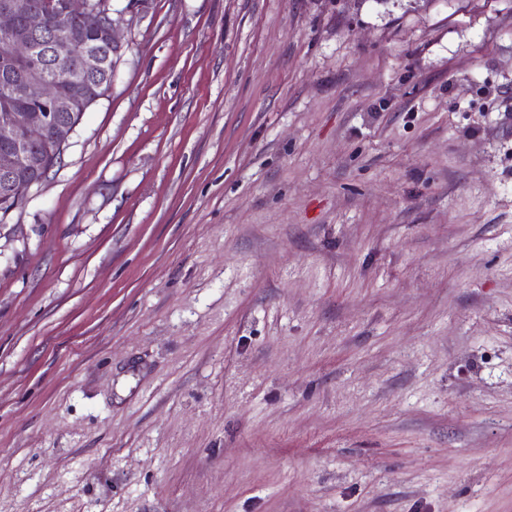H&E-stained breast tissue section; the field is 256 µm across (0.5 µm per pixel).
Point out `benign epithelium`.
Segmentation results:
<instances>
[{
	"mask_svg": "<svg viewBox=\"0 0 512 512\" xmlns=\"http://www.w3.org/2000/svg\"><path fill=\"white\" fill-rule=\"evenodd\" d=\"M52 3L0 0V33L8 38L0 58V83L28 105L25 112L0 117V199L11 201L18 190L45 181L42 172L53 153H64L86 108L112 87L123 49L113 19L112 0H62L58 19H78L103 32L102 47L86 42L83 34H61L53 29ZM79 58L80 77L64 91L49 75L53 64Z\"/></svg>",
	"mask_w": 512,
	"mask_h": 512,
	"instance_id": "7a95c632",
	"label": "benign epithelium"
}]
</instances>
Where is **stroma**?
Wrapping results in <instances>:
<instances>
[{
    "label": "stroma",
    "instance_id": "35a3bbf8",
    "mask_svg": "<svg viewBox=\"0 0 512 512\" xmlns=\"http://www.w3.org/2000/svg\"><path fill=\"white\" fill-rule=\"evenodd\" d=\"M0 220V512H512V0H114Z\"/></svg>",
    "mask_w": 512,
    "mask_h": 512
}]
</instances>
